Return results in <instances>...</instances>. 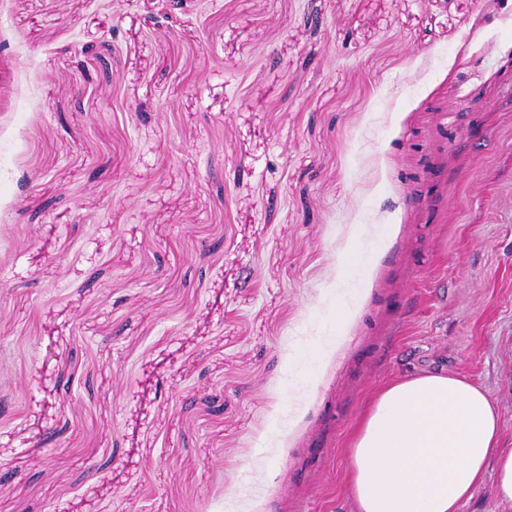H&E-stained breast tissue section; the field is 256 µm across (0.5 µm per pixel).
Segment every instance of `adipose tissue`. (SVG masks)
Instances as JSON below:
<instances>
[{"mask_svg":"<svg viewBox=\"0 0 512 512\" xmlns=\"http://www.w3.org/2000/svg\"><path fill=\"white\" fill-rule=\"evenodd\" d=\"M487 393L467 380L424 371L385 387L349 450L356 512H459L487 470L512 503V448Z\"/></svg>","mask_w":512,"mask_h":512,"instance_id":"obj_1","label":"adipose tissue"}]
</instances>
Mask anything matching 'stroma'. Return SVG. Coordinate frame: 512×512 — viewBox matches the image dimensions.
I'll return each mask as SVG.
<instances>
[{
    "label": "stroma",
    "instance_id": "stroma-1",
    "mask_svg": "<svg viewBox=\"0 0 512 512\" xmlns=\"http://www.w3.org/2000/svg\"><path fill=\"white\" fill-rule=\"evenodd\" d=\"M161 9L0 0V512H353L421 371L512 448V0Z\"/></svg>",
    "mask_w": 512,
    "mask_h": 512
}]
</instances>
